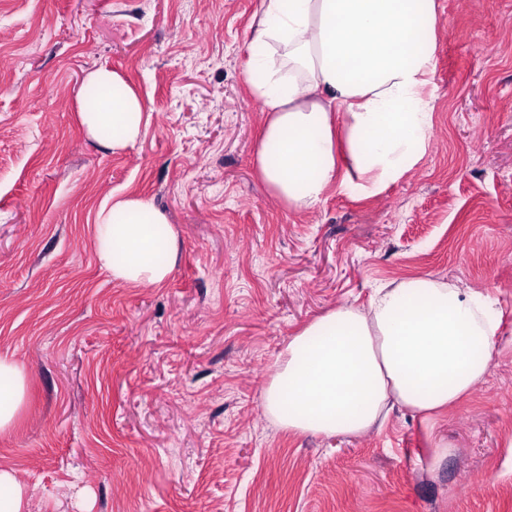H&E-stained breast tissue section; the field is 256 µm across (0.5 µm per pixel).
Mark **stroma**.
<instances>
[{"mask_svg":"<svg viewBox=\"0 0 512 512\" xmlns=\"http://www.w3.org/2000/svg\"><path fill=\"white\" fill-rule=\"evenodd\" d=\"M260 0H0V356L25 377L0 468L27 512H512V0H439L426 157L381 194L278 202L244 80ZM106 66L141 94L127 149L85 133ZM177 234L159 288L112 281L91 228L111 193ZM431 275L504 312L490 370L429 429L394 410L357 438L264 411L309 322Z\"/></svg>","mask_w":512,"mask_h":512,"instance_id":"35a3bbf8","label":"stroma"}]
</instances>
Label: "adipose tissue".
Returning <instances> with one entry per match:
<instances>
[{
  "instance_id": "obj_1",
  "label": "adipose tissue",
  "mask_w": 512,
  "mask_h": 512,
  "mask_svg": "<svg viewBox=\"0 0 512 512\" xmlns=\"http://www.w3.org/2000/svg\"><path fill=\"white\" fill-rule=\"evenodd\" d=\"M439 18L438 0H262L244 77L265 114L255 167L285 207L313 209L334 184L376 196L424 159ZM84 87L87 135L111 151L136 144L146 118L134 86L100 67ZM95 241L101 267L136 287L162 286L179 254L164 213L132 196L101 202ZM502 321L489 295L434 277L378 285L367 307L329 311L289 339L265 410L326 437L361 436L397 407L434 423L485 379ZM24 396L21 368L1 357L0 430Z\"/></svg>"
}]
</instances>
